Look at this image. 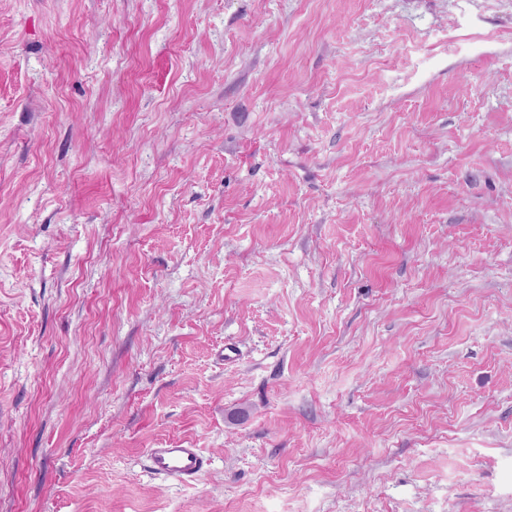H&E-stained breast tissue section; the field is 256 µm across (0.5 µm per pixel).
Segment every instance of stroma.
<instances>
[{
    "label": "stroma",
    "instance_id": "stroma-1",
    "mask_svg": "<svg viewBox=\"0 0 512 512\" xmlns=\"http://www.w3.org/2000/svg\"><path fill=\"white\" fill-rule=\"evenodd\" d=\"M0 512H512V0H0ZM147 459L152 473L182 483L199 480L209 465L197 448H151Z\"/></svg>",
    "mask_w": 512,
    "mask_h": 512
}]
</instances>
